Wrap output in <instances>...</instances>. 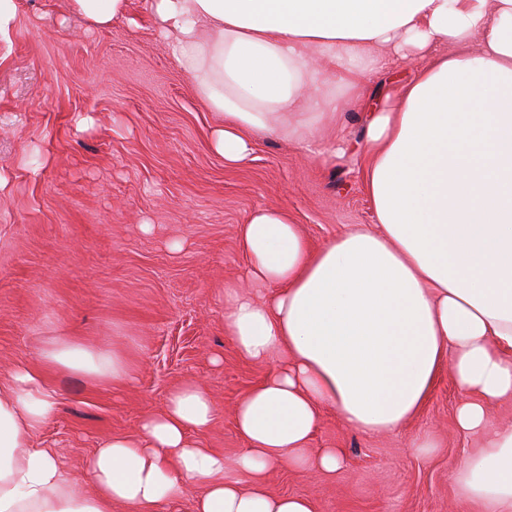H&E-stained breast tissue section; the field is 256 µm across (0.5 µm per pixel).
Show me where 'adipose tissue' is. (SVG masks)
Wrapping results in <instances>:
<instances>
[{
  "label": "adipose tissue",
  "instance_id": "adipose-tissue-1",
  "mask_svg": "<svg viewBox=\"0 0 512 512\" xmlns=\"http://www.w3.org/2000/svg\"><path fill=\"white\" fill-rule=\"evenodd\" d=\"M198 96L221 116L210 147L225 164L256 136L302 147L361 102L371 76L402 61L412 75L370 113L361 149L375 221L313 247L287 212L241 226L254 293L224 289V332L272 363L235 410L241 480L191 434L215 415L185 383L134 437L94 449L79 485L55 450L35 444L57 401L42 369L18 365L0 387V512H162L204 483L193 512H314L265 489L278 465L331 473L341 449L311 452L320 409L351 428L393 432L424 409L442 371L461 394L459 430L479 439L449 471L480 512H512V426L487 407L512 402V0H148ZM340 95H333V88ZM43 367L118 382L120 352L64 337Z\"/></svg>",
  "mask_w": 512,
  "mask_h": 512
}]
</instances>
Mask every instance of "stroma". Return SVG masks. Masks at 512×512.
Instances as JSON below:
<instances>
[{"instance_id":"35a3bbf8","label":"stroma","mask_w":512,"mask_h":512,"mask_svg":"<svg viewBox=\"0 0 512 512\" xmlns=\"http://www.w3.org/2000/svg\"><path fill=\"white\" fill-rule=\"evenodd\" d=\"M0 39V380L38 363L45 343L71 336L91 350L119 348L131 373L97 384L56 372L58 410L40 432L85 481L82 460L100 442L132 436L184 381L213 398L198 443L224 456L226 478L245 444L237 402L270 372L245 360L224 333V288L248 289L239 226L259 208L288 211L312 246L374 221L362 154L330 162L294 143L254 139L229 166L209 145L219 124L160 37L146 0L90 29L67 0H16ZM410 71L370 78L363 102L337 116L360 139L375 100ZM93 125L81 131L79 117ZM45 164L38 174L30 155ZM460 393L437 378L422 413L382 437L366 436L324 408L312 449H344L335 474L269 472L275 495L310 498L315 512H478L448 478L474 443L455 424ZM431 440L424 452L419 444Z\"/></svg>"}]
</instances>
